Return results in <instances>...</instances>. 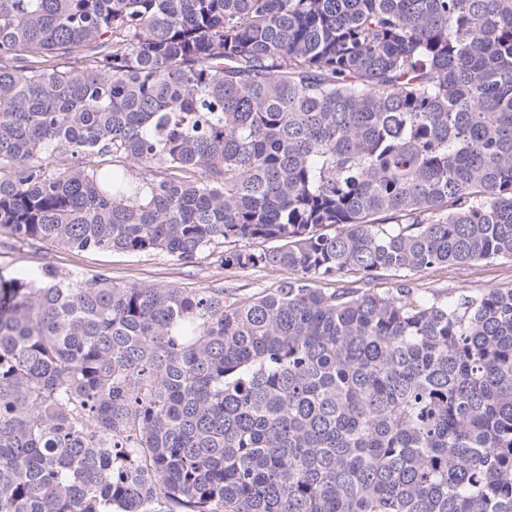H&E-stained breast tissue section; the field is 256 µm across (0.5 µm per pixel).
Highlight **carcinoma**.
I'll return each instance as SVG.
<instances>
[{"label":"carcinoma","mask_w":512,"mask_h":512,"mask_svg":"<svg viewBox=\"0 0 512 512\" xmlns=\"http://www.w3.org/2000/svg\"><path fill=\"white\" fill-rule=\"evenodd\" d=\"M0 232L291 272L0 273V512H512V0H0ZM412 287L424 290L479 292L489 288H512V261L493 260L477 264L434 266L411 277ZM358 277L346 276L340 278L339 282H336L335 285H320L321 288H338L341 286H352L355 288H374L375 290L383 291L386 288H393L395 283L399 281V278L391 273H383L378 276L377 279H374L369 284H366L363 280H359L354 283H350L352 281L357 280Z\"/></svg>","instance_id":"obj_1"}]
</instances>
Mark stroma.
<instances>
[{"instance_id":"1","label":"stroma","mask_w":512,"mask_h":512,"mask_svg":"<svg viewBox=\"0 0 512 512\" xmlns=\"http://www.w3.org/2000/svg\"><path fill=\"white\" fill-rule=\"evenodd\" d=\"M53 265L60 275L79 271L87 275L100 272L114 283L127 285L163 284L178 288H227L239 297H249L271 290L287 280L284 269L261 271L227 270L204 258L193 266L181 265L166 256L130 255L126 253L78 252L45 242L34 244L15 241L9 234L0 235V273L19 275ZM419 290L479 292L489 288H512V261L493 260L468 265L434 266L412 276Z\"/></svg>"}]
</instances>
